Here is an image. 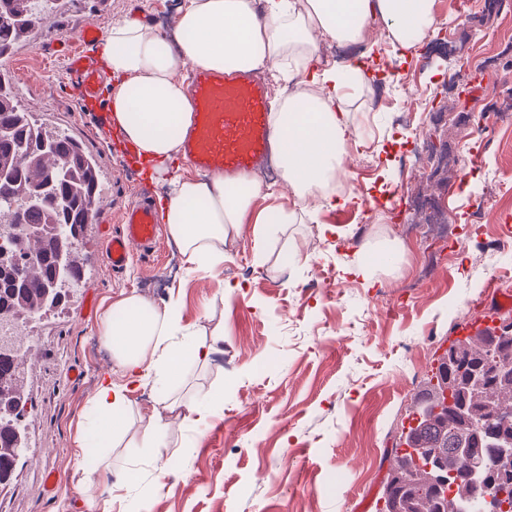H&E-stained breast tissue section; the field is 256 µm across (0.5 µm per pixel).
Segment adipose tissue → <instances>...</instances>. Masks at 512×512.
<instances>
[{"instance_id":"ef3b65f1","label":"adipose tissue","mask_w":512,"mask_h":512,"mask_svg":"<svg viewBox=\"0 0 512 512\" xmlns=\"http://www.w3.org/2000/svg\"><path fill=\"white\" fill-rule=\"evenodd\" d=\"M380 21L382 39L401 59L441 26L434 0H183L176 38L138 19L110 25L100 53L105 107L149 179L167 182L157 198L160 221L190 270L222 268L224 245L242 225L285 224L297 214L336 205L334 184L348 175L343 157L356 134L347 97L350 88L364 83L367 64L359 56L321 66L318 41L360 43ZM187 67L218 73L265 70L280 83L270 123L277 135V191L291 207L254 215V201L275 190L253 175L186 176L182 146L193 106L177 73ZM181 300L176 290L160 305L134 293L104 310L98 333L121 378L101 377L88 402L92 418L80 436L103 450L93 470L98 481L111 476L108 449L132 423L130 394L146 387L157 393L153 416L139 426L148 448L165 447L170 419L201 420L219 403L213 396L191 405L172 393L183 358L209 363L224 343L223 326L205 339L186 326Z\"/></svg>"}]
</instances>
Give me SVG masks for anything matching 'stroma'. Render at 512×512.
<instances>
[{"label": "stroma", "mask_w": 512, "mask_h": 512, "mask_svg": "<svg viewBox=\"0 0 512 512\" xmlns=\"http://www.w3.org/2000/svg\"><path fill=\"white\" fill-rule=\"evenodd\" d=\"M181 2L58 0L28 40L0 58L18 104L80 140L96 160L104 206L85 232L81 287L62 313L31 330L29 449L0 494V512H91L102 488L82 486L75 439L99 376L115 368L96 321L108 303L133 293L160 303L174 288L198 333L224 327L223 353L206 366L187 363L176 393L194 403L220 390L223 401L204 423L170 422L166 441L178 464L164 477L156 475V449L133 432L113 448V470L136 468L145 488L162 482L152 512H375L386 450L436 352L455 338L457 322L484 317L490 281L512 279V255L500 252L512 247V127L496 126L474 164L454 166L463 131L488 109L486 80L462 72L460 95L449 96L440 82L447 57L421 43L399 64L379 42L374 59L399 78L353 91L359 138L344 159L349 183L336 187L340 196L361 190L372 209L325 206L264 235L243 225L224 246L222 269L190 275L164 234L153 251L134 253L112 272L107 238L145 178L128 164L120 134L99 126L101 101L74 93L62 50L86 25L102 33L138 9L162 26ZM434 9L456 41L483 35L475 54H499L512 40V15L484 10L483 0H434ZM407 110L412 118L399 122ZM422 143L434 165L420 179L414 150ZM402 175L417 179L422 194L447 197L444 221L455 230L447 246L389 223L380 201L386 183ZM359 263L377 270L373 283L346 276ZM327 268L334 283L309 288ZM50 472L58 478L52 488Z\"/></svg>", "instance_id": "35a3bbf8"}]
</instances>
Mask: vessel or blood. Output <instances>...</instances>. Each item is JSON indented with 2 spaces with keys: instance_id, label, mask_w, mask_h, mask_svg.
Here are the masks:
<instances>
[{
  "instance_id": "1",
  "label": "vessel or blood",
  "mask_w": 512,
  "mask_h": 512,
  "mask_svg": "<svg viewBox=\"0 0 512 512\" xmlns=\"http://www.w3.org/2000/svg\"><path fill=\"white\" fill-rule=\"evenodd\" d=\"M67 69L77 96L90 99L99 77L86 52L66 51ZM194 121L186 141L190 160L215 174L236 177L249 173L267 156L274 140L267 94L256 79L243 74L196 72L192 79ZM121 230L108 241L110 270L124 269L135 249L153 248L160 227L148 201L130 204L120 216Z\"/></svg>"
}]
</instances>
